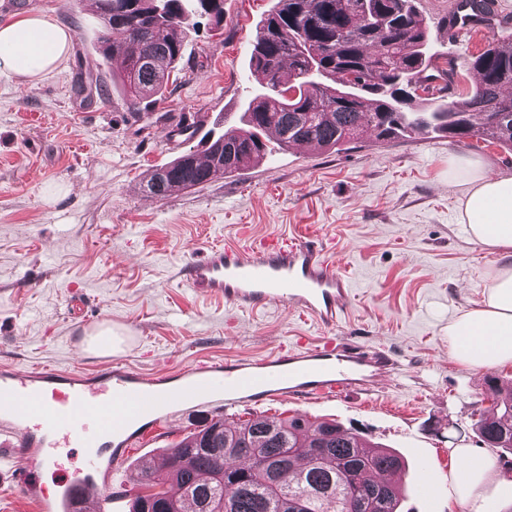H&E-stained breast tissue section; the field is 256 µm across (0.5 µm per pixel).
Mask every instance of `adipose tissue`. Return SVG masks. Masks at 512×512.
Returning a JSON list of instances; mask_svg holds the SVG:
<instances>
[{"label": "adipose tissue", "instance_id": "obj_1", "mask_svg": "<svg viewBox=\"0 0 512 512\" xmlns=\"http://www.w3.org/2000/svg\"><path fill=\"white\" fill-rule=\"evenodd\" d=\"M72 35L40 13L0 18V74L32 84L67 57ZM449 177L463 176L467 188L460 201V222L468 239L498 256L481 304L448 325L451 354L478 368L512 362V177L492 176L474 161L448 164ZM497 484L512 495V482L499 480L492 463L470 466L457 477L459 501L468 504L477 489Z\"/></svg>", "mask_w": 512, "mask_h": 512}]
</instances>
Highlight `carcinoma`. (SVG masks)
Listing matches in <instances>:
<instances>
[{
	"instance_id": "1",
	"label": "carcinoma",
	"mask_w": 512,
	"mask_h": 512,
	"mask_svg": "<svg viewBox=\"0 0 512 512\" xmlns=\"http://www.w3.org/2000/svg\"><path fill=\"white\" fill-rule=\"evenodd\" d=\"M187 0H95L112 40L103 53L120 71L124 97L136 106L157 101L182 58ZM322 52L311 63L304 45ZM426 25L413 0H276L257 29L250 68L260 86L240 124L205 136L206 165L178 157L154 171L147 191L164 198L253 167L279 145L339 148L370 132L381 142L440 134L512 151V42L493 38L471 62L480 76L461 100L424 98ZM359 84L355 95L342 84ZM224 145V166L212 154ZM495 394L474 430L489 448L512 454V387L486 380ZM406 467L392 448L371 443L335 421L253 417L238 425L217 419L191 434L161 460L140 462L133 512H400L402 487L370 482L373 470Z\"/></svg>"
}]
</instances>
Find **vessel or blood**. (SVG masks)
I'll return each instance as SVG.
<instances>
[{"mask_svg": "<svg viewBox=\"0 0 512 512\" xmlns=\"http://www.w3.org/2000/svg\"><path fill=\"white\" fill-rule=\"evenodd\" d=\"M182 281L199 297L239 311L282 305L327 328L316 342L262 359L205 360L166 375L119 364L76 373L54 367L0 365V462L37 512H112L106 495L132 443L190 409L233 410L265 400L318 399L364 392L394 369L383 349L331 335L353 297L349 276L315 234L241 239L188 261ZM76 448L84 466L46 491L38 468L58 465Z\"/></svg>", "mask_w": 512, "mask_h": 512, "instance_id": "obj_1", "label": "vessel or blood"}]
</instances>
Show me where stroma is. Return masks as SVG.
I'll return each instance as SVG.
<instances>
[{
	"label": "stroma",
	"mask_w": 512,
	"mask_h": 512,
	"mask_svg": "<svg viewBox=\"0 0 512 512\" xmlns=\"http://www.w3.org/2000/svg\"><path fill=\"white\" fill-rule=\"evenodd\" d=\"M500 25L451 36L459 0H415L435 63L451 64L454 97L470 93L471 61L489 38H512V0H491ZM275 0H224L221 23L189 12L176 77L162 102L135 111L100 49L94 0H11L7 12L48 14L72 34L69 55L35 85L0 75V363L90 371L92 328H111L116 360L173 373L207 359H259L282 345L317 341L322 327L272 305L257 314L197 297L178 269L241 234H320L351 277L350 310L337 336L383 347L398 374L373 392L325 400L269 401L252 415L328 418L407 459L401 512H472L458 503L453 449L496 459L471 425L491 405L487 376L512 383V363L476 369L448 349V323L484 296L496 255L469 242L458 205L466 186L448 161H479L512 176V152L441 136L380 143L371 135L339 150L281 149L268 140L259 165L162 199L151 173L196 150L210 128L241 112L258 84L249 67L256 30ZM100 80L104 95H89ZM219 414L182 421L131 449L108 492L128 512L127 472ZM432 471L434 503L418 492Z\"/></svg>",
	"instance_id": "35a3bbf8"
}]
</instances>
